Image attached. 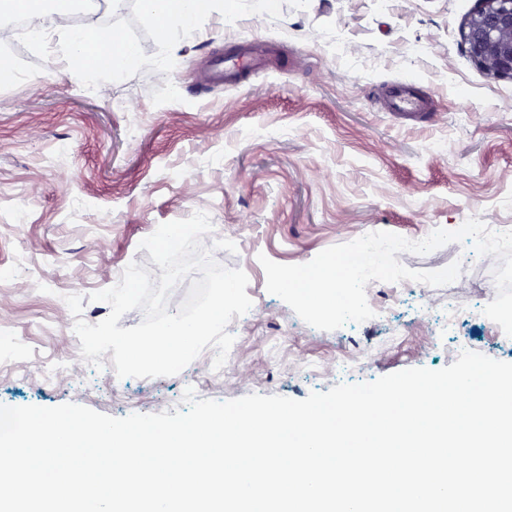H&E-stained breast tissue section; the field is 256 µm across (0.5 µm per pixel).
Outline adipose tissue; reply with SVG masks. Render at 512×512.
Segmentation results:
<instances>
[{"mask_svg":"<svg viewBox=\"0 0 512 512\" xmlns=\"http://www.w3.org/2000/svg\"><path fill=\"white\" fill-rule=\"evenodd\" d=\"M210 7V0H143L142 16L146 23L160 25L162 34L181 31L184 37H194L199 31L201 19ZM70 14L66 8H50L41 14L44 29L66 33L69 55L82 62L81 74L90 81L102 73L120 74L122 68L138 64L133 49L121 38L112 37L99 43L90 42L89 32L95 31L94 22H87L86 35L69 31L66 25Z\"/></svg>","mask_w":512,"mask_h":512,"instance_id":"adipose-tissue-1","label":"adipose tissue"}]
</instances>
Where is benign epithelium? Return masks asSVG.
Here are the masks:
<instances>
[{"instance_id": "1", "label": "benign epithelium", "mask_w": 512, "mask_h": 512, "mask_svg": "<svg viewBox=\"0 0 512 512\" xmlns=\"http://www.w3.org/2000/svg\"><path fill=\"white\" fill-rule=\"evenodd\" d=\"M463 40L478 66L512 78V0H478L463 27Z\"/></svg>"}]
</instances>
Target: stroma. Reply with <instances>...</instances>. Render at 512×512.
I'll return each instance as SVG.
<instances>
[{"mask_svg":"<svg viewBox=\"0 0 512 512\" xmlns=\"http://www.w3.org/2000/svg\"><path fill=\"white\" fill-rule=\"evenodd\" d=\"M476 0H213L194 39L163 38L138 0H96L97 28L124 36L140 58L107 90L77 92L60 41L45 47L0 20V60L20 69L0 83V329L23 340L20 363L57 360L54 384L0 368V404L72 402L124 417L251 393L296 400L345 382H371L411 367L451 365L464 341L512 363V339L484 315L497 289L494 256L467 243L400 262L434 271L461 261L459 278L421 293L418 282L378 283L367 296L382 314L321 331L266 289L260 257L304 264L327 247L377 231L424 237L474 217L512 225V78L488 75L468 55L462 24ZM230 35L258 39L260 67L207 85L202 71L234 54ZM412 79L431 106L418 117L388 111L384 94ZM126 110L114 107L115 101ZM207 213L201 242L243 270L254 315L234 330L237 368L215 375L205 356L174 376L128 378L113 391L108 368L85 361L73 319L95 324L109 306L91 293L130 263L160 268L139 243L159 224ZM236 252L213 249L216 238ZM466 302L451 332L419 317L429 302ZM279 349L280 366L268 362ZM368 357L353 376L341 355ZM323 371L305 374L301 361Z\"/></svg>","mask_w":512,"mask_h":512,"instance_id":"35a3bbf8","label":"stroma"}]
</instances>
